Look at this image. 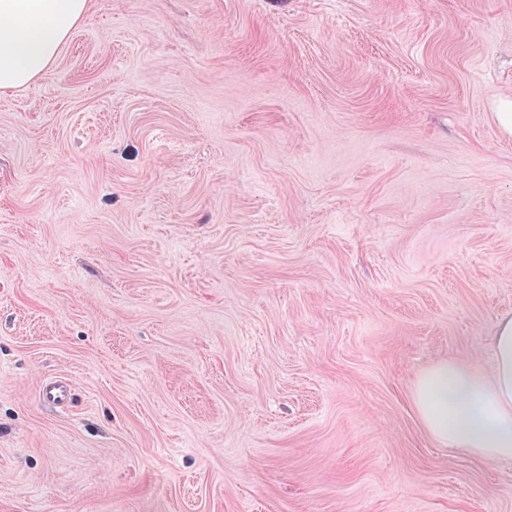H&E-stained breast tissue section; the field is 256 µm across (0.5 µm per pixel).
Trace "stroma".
Instances as JSON below:
<instances>
[{"label": "stroma", "mask_w": 512, "mask_h": 512, "mask_svg": "<svg viewBox=\"0 0 512 512\" xmlns=\"http://www.w3.org/2000/svg\"><path fill=\"white\" fill-rule=\"evenodd\" d=\"M501 112L512 0H89L0 96V512H512L407 400L512 312Z\"/></svg>", "instance_id": "obj_1"}]
</instances>
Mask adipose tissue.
<instances>
[{
	"label": "adipose tissue",
	"mask_w": 512,
	"mask_h": 512,
	"mask_svg": "<svg viewBox=\"0 0 512 512\" xmlns=\"http://www.w3.org/2000/svg\"><path fill=\"white\" fill-rule=\"evenodd\" d=\"M87 9L88 0H0V95L43 75ZM489 347L491 373L438 361L412 383L409 402L437 445L494 462L512 458V314L498 319Z\"/></svg>",
	"instance_id": "adipose-tissue-1"
}]
</instances>
